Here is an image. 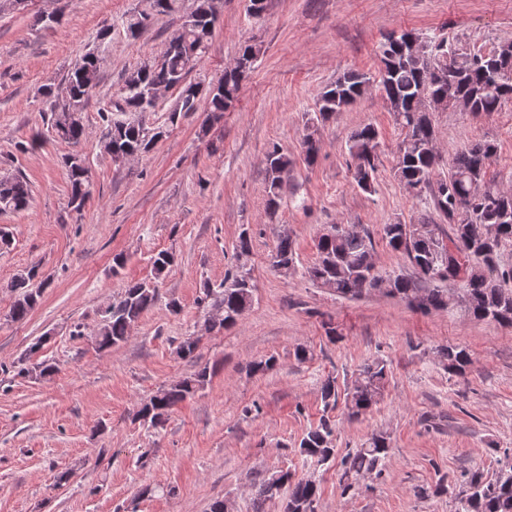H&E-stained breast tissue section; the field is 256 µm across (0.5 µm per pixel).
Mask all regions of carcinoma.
Instances as JSON below:
<instances>
[{"mask_svg":"<svg viewBox=\"0 0 512 512\" xmlns=\"http://www.w3.org/2000/svg\"><path fill=\"white\" fill-rule=\"evenodd\" d=\"M178 0H139L126 15V29L136 37L157 16L178 11ZM215 0H197L194 11L183 16L182 23L166 39L162 54L147 59L125 73L119 89V112L155 111L158 100L149 107L145 98L159 89H176L181 112H196L199 107L216 115L229 110L237 99L243 79L252 71L261 46L245 43L237 57V65L224 70L217 82L221 88L189 79L190 73L206 56L216 26ZM498 51L466 52L447 45L418 60L410 57L382 59L381 89L386 101H394L400 111L394 113L404 130L393 167L394 176L416 194L432 191L436 210L448 219L452 231L449 240L439 224H384L380 236L393 251L403 254L413 275L383 274L371 263L374 240L367 231L331 225L332 232L321 234L315 244V261L306 268L309 280L326 287L343 298H356L377 289L385 291L423 313L444 310L454 301L449 288L439 284L460 277L465 283V311L477 320L512 325V265L501 264V250L512 243V189L492 186L487 182L488 162L497 152L490 140L473 143L456 154L448 175L436 177L438 155L429 144L435 141L431 119L422 111L420 96L451 97L469 104L468 111L479 115L499 111L512 102V38L497 44ZM101 59L91 53L72 65L63 83L56 89L45 88L53 99L50 133L62 143L75 145L84 136L83 112L91 91L100 79ZM369 88L366 75L350 71L327 86L318 99L319 116L326 118L342 112ZM107 123L104 139L109 141V154L144 157L153 148L161 132L151 130L140 121L114 119L102 112ZM380 133L368 124L348 138V152L354 161L353 181L366 193L375 191L378 174ZM319 140L316 131L307 133L302 142V159L310 165L317 160ZM68 175V207L79 211L88 196L89 169L79 154L63 159ZM295 164L288 152L274 145L266 156L269 205L277 204L283 175ZM31 188L21 175L0 179V213H18L31 203ZM495 229L490 243L473 238L474 226ZM296 257L295 242L281 235L272 251L273 265L291 270ZM176 263L173 253L161 251L153 259L155 278L167 276ZM36 272L30 271L11 285L15 293L9 314L12 320L26 319L37 306L41 287L34 286ZM255 285L250 270L236 266L224 278L222 288L204 289L199 304L223 311V318L210 321V330L227 329L248 311L254 300ZM157 301L156 288L146 282H131L119 297L104 310L98 332L102 350L117 346L128 338L129 331ZM448 371L464 373L472 363L470 354L461 348L443 346L437 350ZM211 377L204 366L193 374L169 385L144 402L136 420L158 427L180 403L203 389ZM387 364L376 360L359 370L345 397L347 416L355 419L371 410L383 396ZM324 410L336 407V378L329 375L320 387ZM336 424L328 417L309 429L299 443V453L307 463L323 467L336 459L334 433ZM391 451L382 432L373 434L365 446L346 458L342 465L343 491L351 490L365 474L381 470ZM281 503V512H317L319 485L316 481L279 471L255 481L251 494L252 512H266V505ZM456 512H512V460L498 475L489 480L474 470L470 472L458 494Z\"/></svg>","mask_w":512,"mask_h":512,"instance_id":"obj_1","label":"carcinoma"}]
</instances>
